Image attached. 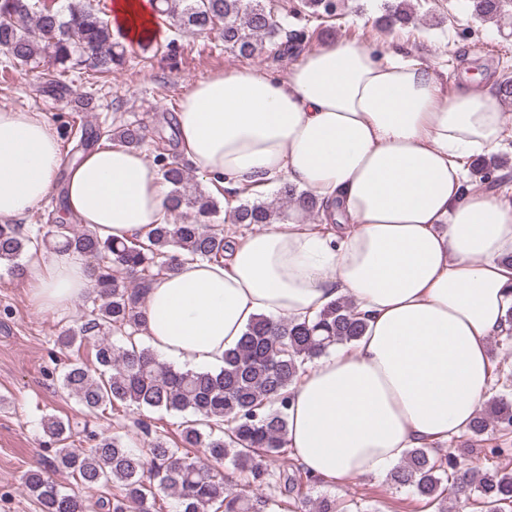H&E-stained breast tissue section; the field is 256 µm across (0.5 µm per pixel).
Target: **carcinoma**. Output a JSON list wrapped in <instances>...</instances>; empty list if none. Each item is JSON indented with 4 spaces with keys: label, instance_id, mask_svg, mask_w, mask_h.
Here are the masks:
<instances>
[{
    "label": "carcinoma",
    "instance_id": "carcinoma-1",
    "mask_svg": "<svg viewBox=\"0 0 512 512\" xmlns=\"http://www.w3.org/2000/svg\"><path fill=\"white\" fill-rule=\"evenodd\" d=\"M158 2V14L177 31L193 34L220 27L224 49L237 57H256L267 41L277 44L282 55L302 50L301 33L277 42L283 25L266 0ZM305 6L318 16L330 17L336 10L334 0H305ZM0 48L14 68L41 57L52 60L59 69L47 73L51 85L74 66L85 65L94 74L110 73L125 63L127 54L91 0H66L60 9L39 0H0ZM110 140L137 149L144 140L143 127L135 122L122 125L111 131ZM155 162L170 187V212L186 210L192 219L156 225L147 244L103 239L91 229L75 231L64 223L47 231L41 224L28 231L22 224H0V261L9 262L10 272L21 276L20 258L31 248L73 250L90 259L93 307L57 343L65 348L92 346L95 366H63L59 385L69 397L90 412L132 407L189 412L193 418L181 422L177 441L146 425L138 448L120 435L92 432L90 447L80 451L69 444L70 422L50 416L42 430L53 456L47 467L27 472L28 494L39 512H86L82 496L63 490L49 475L52 470L68 473L87 489L115 488L112 498L98 500L106 512H158L159 490L176 499L175 512H269V499L228 483V464L248 486L278 483L292 500L293 512H341L336 498L308 494L321 480L302 468L276 475L267 469L265 459L286 454L288 390L304 366L333 346L358 340L365 331L364 320L349 299L330 303L310 322L260 315L236 347L224 352L219 368L183 370L160 362L137 338L145 323L142 307L148 285L178 271L180 251L208 260L223 257L228 235L211 223L217 202L199 188L187 163L163 153ZM295 201L308 212L319 210L315 197L283 182L274 200L236 207V223L271 224ZM114 336L121 344L112 340ZM491 426L512 429L511 401L492 396L469 431L480 436ZM199 449L211 464L200 463L195 456ZM388 476L392 484L412 488L433 512H448V502L462 499L482 512H501V506L512 504L511 470L489 473L472 466L461 474L456 455L440 454L432 447L409 449Z\"/></svg>",
    "mask_w": 512,
    "mask_h": 512
}]
</instances>
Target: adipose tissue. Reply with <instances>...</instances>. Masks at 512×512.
Returning <instances> with one entry per match:
<instances>
[{
	"label": "adipose tissue",
	"instance_id": "obj_1",
	"mask_svg": "<svg viewBox=\"0 0 512 512\" xmlns=\"http://www.w3.org/2000/svg\"><path fill=\"white\" fill-rule=\"evenodd\" d=\"M156 0H108L113 29L157 32ZM179 148L224 190L262 195L281 182L312 194L302 207L230 239L224 257L182 254L152 281L143 334L157 357L217 368L258 316L309 320L351 298L363 336L306 366L290 393L287 448L309 473L377 475L409 449L468 431L494 375L488 340L512 329V201L467 183L466 163L504 140L490 91L447 89L429 65L357 41L308 53L286 76L218 72L185 90ZM60 141L37 114L0 108V222L64 192L62 218L101 237H147L167 223L169 188L143 153L97 146L58 187ZM38 308L93 290L74 251L31 255Z\"/></svg>",
	"mask_w": 512,
	"mask_h": 512
}]
</instances>
